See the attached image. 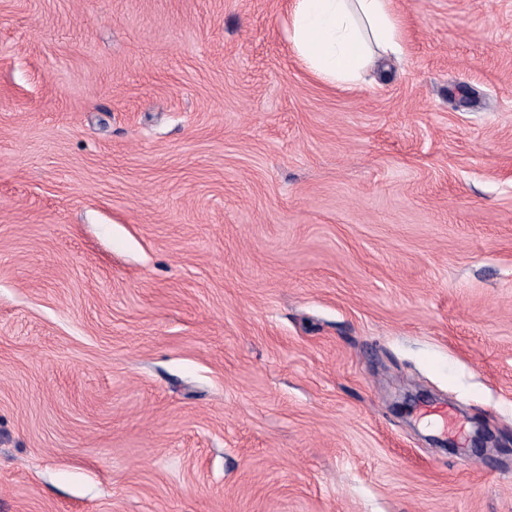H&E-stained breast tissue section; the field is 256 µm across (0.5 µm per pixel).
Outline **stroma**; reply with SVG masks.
I'll list each match as a JSON object with an SVG mask.
<instances>
[{
	"label": "stroma",
	"mask_w": 512,
	"mask_h": 512,
	"mask_svg": "<svg viewBox=\"0 0 512 512\" xmlns=\"http://www.w3.org/2000/svg\"><path fill=\"white\" fill-rule=\"evenodd\" d=\"M290 4L0 0V512H512V0ZM393 0H293L288 41L300 62L329 86L360 85L380 59L404 53Z\"/></svg>",
	"instance_id": "35a3bbf8"
}]
</instances>
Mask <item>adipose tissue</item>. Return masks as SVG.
Here are the masks:
<instances>
[{
    "label": "adipose tissue",
    "instance_id": "obj_1",
    "mask_svg": "<svg viewBox=\"0 0 512 512\" xmlns=\"http://www.w3.org/2000/svg\"><path fill=\"white\" fill-rule=\"evenodd\" d=\"M394 0H293L288 40L300 62L330 86L359 85L381 58L404 52Z\"/></svg>",
    "mask_w": 512,
    "mask_h": 512
}]
</instances>
